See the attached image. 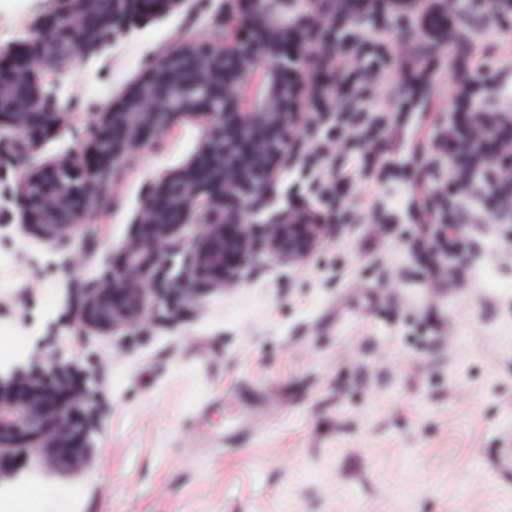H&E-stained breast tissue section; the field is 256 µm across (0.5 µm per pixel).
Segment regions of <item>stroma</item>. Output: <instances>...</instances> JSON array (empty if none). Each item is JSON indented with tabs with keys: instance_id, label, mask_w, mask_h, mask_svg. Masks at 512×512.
I'll return each mask as SVG.
<instances>
[{
	"instance_id": "35a3bbf8",
	"label": "stroma",
	"mask_w": 512,
	"mask_h": 512,
	"mask_svg": "<svg viewBox=\"0 0 512 512\" xmlns=\"http://www.w3.org/2000/svg\"><path fill=\"white\" fill-rule=\"evenodd\" d=\"M229 0H182L114 44L42 76L60 115L24 155L0 165V375L57 361L80 375L101 412L80 469L47 449L8 448L0 493L28 483L66 489L72 512H512L494 461L512 455V241L479 196H456L447 258L423 262L418 177L450 182L439 146L459 84H497L512 111V22L467 23L453 0L450 46L416 17H366L336 49V83L367 73L359 126L323 124L304 158L282 168L267 210L303 205L347 216L318 253L292 264L257 253L248 278L177 316L151 300L144 322L101 336L81 329L71 284L111 270L149 184L186 165L206 124L188 116L110 169L70 252L23 229L22 178L83 159L100 112L146 67L197 39L229 40ZM55 0H0V57L53 15ZM313 157L306 166L305 157ZM324 190L310 192L309 179ZM83 254L71 265V253ZM239 429L236 443L224 429Z\"/></svg>"
}]
</instances>
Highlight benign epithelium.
Here are the masks:
<instances>
[{
	"mask_svg": "<svg viewBox=\"0 0 512 512\" xmlns=\"http://www.w3.org/2000/svg\"><path fill=\"white\" fill-rule=\"evenodd\" d=\"M181 0H56L53 21L39 30L10 63L0 61V158L21 155L27 138L57 119L54 99L41 73L63 71L90 50L109 45L133 18ZM240 11L226 21L240 35L219 48L187 41L162 56L120 103L102 113L91 152L82 163L63 158L28 175L18 188L22 226L65 249L72 230L97 200L100 179L128 153L182 117L207 119L197 156L150 185L137 223L119 248L112 275L79 289L83 326L100 335L136 327L151 294L189 308L205 292L239 284L255 254L264 251L290 263L312 257L335 228L296 206L264 224L278 168L300 158L301 142L330 113L322 103L301 111L312 88L330 84L336 71L325 64L347 25L366 15L401 18L418 0H237ZM456 17L450 0H430L418 32L434 45L448 44ZM315 73L309 72L312 62ZM495 86L481 99L464 89L458 100L469 111L466 126L452 134V160L464 189L483 198L486 214L512 240V112H492ZM429 240L444 248L457 224L453 194L433 193ZM184 250L181 287L166 280L164 255ZM83 382L57 362H34L0 378V449L45 443L56 465L78 469L86 458L68 453L73 442L98 423Z\"/></svg>",
	"mask_w": 512,
	"mask_h": 512,
	"instance_id": "benign-epithelium-1",
	"label": "benign epithelium"
}]
</instances>
